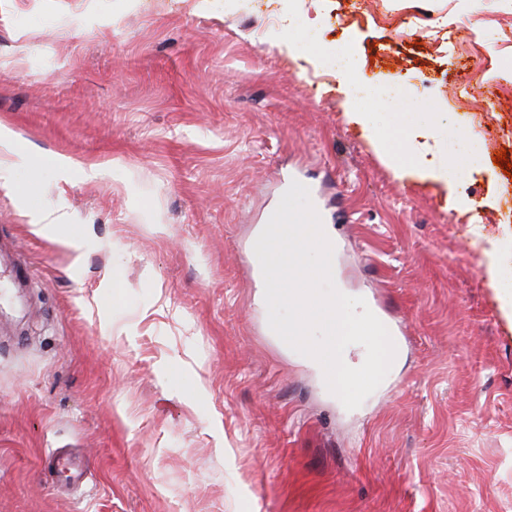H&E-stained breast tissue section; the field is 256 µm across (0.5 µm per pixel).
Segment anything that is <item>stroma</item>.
Returning <instances> with one entry per match:
<instances>
[{"mask_svg": "<svg viewBox=\"0 0 512 512\" xmlns=\"http://www.w3.org/2000/svg\"><path fill=\"white\" fill-rule=\"evenodd\" d=\"M292 7L0 0V129L27 159L0 179V512H512V323L481 251L512 236V0H312L330 26L262 31ZM310 36L485 129L463 205L395 175ZM289 175L322 187L337 283L407 329L354 410L272 336L247 259ZM49 448L86 483L54 485ZM449 27L455 34L462 37L463 40L468 42V46H480L482 42L477 29L471 23L469 17L464 14L455 15L449 23ZM43 468L49 473L52 481L65 480L74 486L81 485L86 476L81 463L71 452L63 448L45 451Z\"/></svg>", "mask_w": 512, "mask_h": 512, "instance_id": "35a3bbf8", "label": "stroma"}]
</instances>
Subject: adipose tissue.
Returning <instances> with one entry per match:
<instances>
[{
    "instance_id": "adipose-tissue-1",
    "label": "adipose tissue",
    "mask_w": 512,
    "mask_h": 512,
    "mask_svg": "<svg viewBox=\"0 0 512 512\" xmlns=\"http://www.w3.org/2000/svg\"><path fill=\"white\" fill-rule=\"evenodd\" d=\"M347 118L362 127L381 158L396 172L416 168L425 178L441 183L446 190H456L453 165L443 159L444 148L434 133L441 117L421 113L416 121H387L376 112H349Z\"/></svg>"
}]
</instances>
